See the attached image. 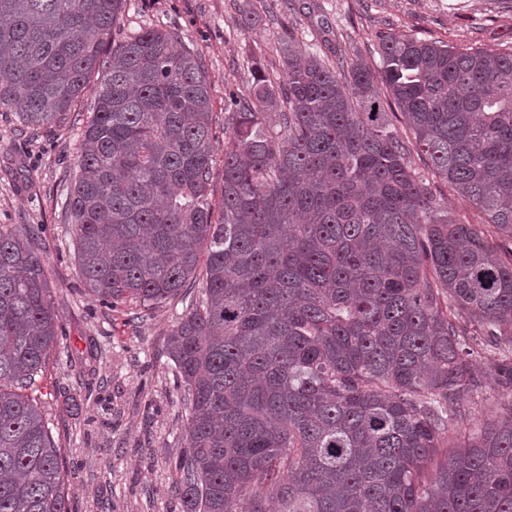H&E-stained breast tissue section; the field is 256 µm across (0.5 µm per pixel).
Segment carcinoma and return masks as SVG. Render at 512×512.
Here are the masks:
<instances>
[{
  "mask_svg": "<svg viewBox=\"0 0 512 512\" xmlns=\"http://www.w3.org/2000/svg\"><path fill=\"white\" fill-rule=\"evenodd\" d=\"M126 2L0 0V109L50 132L93 91L66 210L91 299L196 289L167 343L182 512H512V51L387 34L374 73L288 38L284 81L253 64L224 117L217 202L206 72L167 28L110 42ZM60 333L34 236L1 224L0 512H70L34 395ZM480 351L510 400L462 433ZM410 160L413 167L423 176L426 183H429L430 188L434 196L441 203L448 205V208L453 209L458 214L465 216L466 219L472 224H484V216L471 204L457 198L454 192L448 187V183L442 181L436 176L430 167L428 161L425 160L424 156H418L416 153H412Z\"/></svg>",
  "mask_w": 512,
  "mask_h": 512,
  "instance_id": "cac0c4a2",
  "label": "carcinoma"
}]
</instances>
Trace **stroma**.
Returning <instances> with one entry per match:
<instances>
[{
    "mask_svg": "<svg viewBox=\"0 0 512 512\" xmlns=\"http://www.w3.org/2000/svg\"><path fill=\"white\" fill-rule=\"evenodd\" d=\"M257 20L243 26L246 13ZM176 30L201 60L211 84V194L224 186V114L228 91L246 92L261 62L283 78L281 43L294 37L326 62L380 64L382 35L436 40L457 47L512 48V0H128L113 36L145 28ZM93 94L85 92L51 134L23 130L16 113L0 110V225L37 228L63 337L37 381L39 406L51 429L71 512H182L171 464L185 446L188 412L170 373L167 337L186 300L179 297L134 319L125 308L92 301L81 280L73 233L65 220L67 187ZM413 167L434 196L474 224L483 215L457 198L427 160ZM493 355L475 358L482 381L461 422L483 423L503 396L489 372Z\"/></svg>",
    "mask_w": 512,
    "mask_h": 512,
    "instance_id": "obj_1",
    "label": "stroma"
}]
</instances>
